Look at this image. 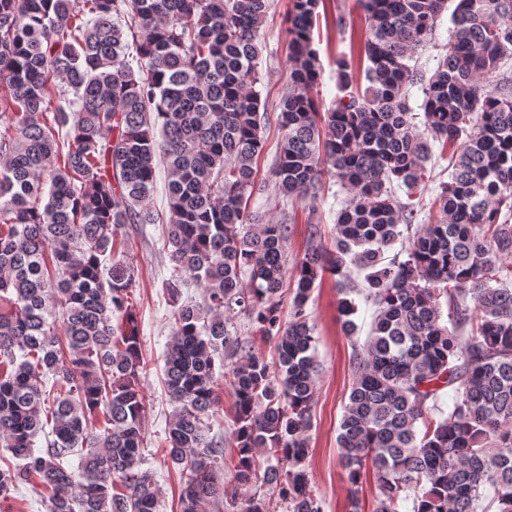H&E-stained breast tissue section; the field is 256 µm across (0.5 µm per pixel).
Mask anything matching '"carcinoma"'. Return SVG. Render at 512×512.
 Returning <instances> with one entry per match:
<instances>
[{
    "instance_id": "1",
    "label": "carcinoma",
    "mask_w": 512,
    "mask_h": 512,
    "mask_svg": "<svg viewBox=\"0 0 512 512\" xmlns=\"http://www.w3.org/2000/svg\"><path fill=\"white\" fill-rule=\"evenodd\" d=\"M270 2L0 0V446L11 454L0 512L21 486L46 512H159L143 468L138 270L125 259L127 228L149 224L165 226L172 264L165 451L181 469L180 512L224 503V441L204 423L222 375L233 479L263 483L287 512H324L307 463L319 368L307 304L318 279L352 265L374 311L337 438L349 512L369 470L374 512H512V0H455L443 46L448 0H359L364 82L337 59L326 112L313 97L324 0H292L288 88L274 111L262 102ZM429 43L443 50L430 75L413 64ZM417 85L422 131L408 103ZM271 126L280 197L313 206L328 179L349 194L332 247L311 231L291 272L290 225L252 206ZM436 146L452 151L450 181L435 221L405 237ZM402 237L406 258L387 256ZM190 281L201 298L184 301ZM352 292L337 301L348 335ZM240 314L276 343V361L231 332ZM224 512H270L269 501L255 493Z\"/></svg>"
}]
</instances>
